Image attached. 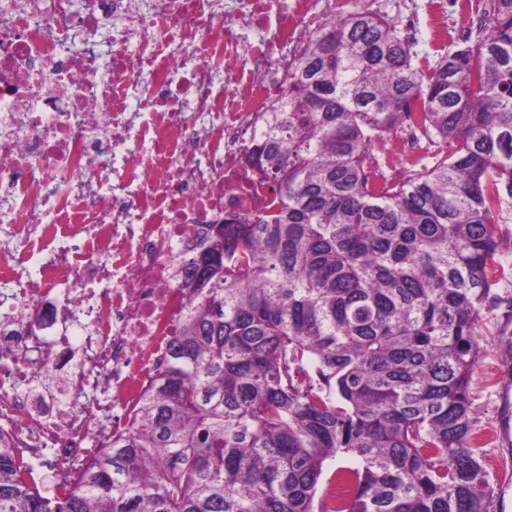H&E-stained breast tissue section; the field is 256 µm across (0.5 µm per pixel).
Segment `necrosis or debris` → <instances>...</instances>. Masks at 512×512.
Here are the masks:
<instances>
[{
	"label": "necrosis or debris",
	"instance_id": "4bbe7bcc",
	"mask_svg": "<svg viewBox=\"0 0 512 512\" xmlns=\"http://www.w3.org/2000/svg\"><path fill=\"white\" fill-rule=\"evenodd\" d=\"M377 0H0V432L56 484L132 426L189 297L171 270L200 225L262 207L264 113L320 30ZM482 0H400L437 48ZM413 102L397 159L423 149ZM45 315L61 327L31 329ZM61 375L60 396L39 389Z\"/></svg>",
	"mask_w": 512,
	"mask_h": 512
}]
</instances>
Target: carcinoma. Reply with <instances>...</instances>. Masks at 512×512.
Listing matches in <instances>:
<instances>
[{
    "mask_svg": "<svg viewBox=\"0 0 512 512\" xmlns=\"http://www.w3.org/2000/svg\"><path fill=\"white\" fill-rule=\"evenodd\" d=\"M424 71L386 16L321 30L251 154L265 208L177 258L189 310L133 427L61 492L0 434V512H494L472 407L479 321L512 223V0ZM421 102L431 165L375 179Z\"/></svg>",
    "mask_w": 512,
    "mask_h": 512,
    "instance_id": "1",
    "label": "carcinoma"
}]
</instances>
